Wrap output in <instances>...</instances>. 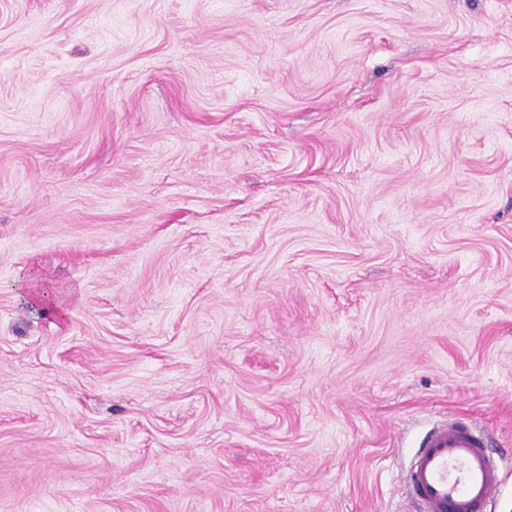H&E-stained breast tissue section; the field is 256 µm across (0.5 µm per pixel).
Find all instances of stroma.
Here are the masks:
<instances>
[{"label": "stroma", "mask_w": 512, "mask_h": 512, "mask_svg": "<svg viewBox=\"0 0 512 512\" xmlns=\"http://www.w3.org/2000/svg\"><path fill=\"white\" fill-rule=\"evenodd\" d=\"M453 415L512 512V0H0V512H405ZM64 293L71 297L76 294V290L74 287L62 290L54 285L40 281H34L29 289V297L35 304L45 308L46 311L54 312L58 316H63L64 314L63 299L61 297Z\"/></svg>", "instance_id": "stroma-1"}]
</instances>
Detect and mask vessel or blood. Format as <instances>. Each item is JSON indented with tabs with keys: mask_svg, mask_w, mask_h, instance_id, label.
<instances>
[{
	"mask_svg": "<svg viewBox=\"0 0 512 512\" xmlns=\"http://www.w3.org/2000/svg\"><path fill=\"white\" fill-rule=\"evenodd\" d=\"M501 461L482 429L455 418L427 432L401 481L416 512H486L500 487Z\"/></svg>",
	"mask_w": 512,
	"mask_h": 512,
	"instance_id": "obj_1",
	"label": "vessel or blood"
}]
</instances>
